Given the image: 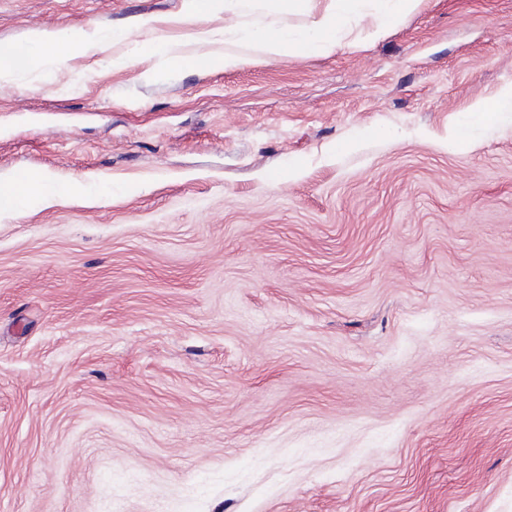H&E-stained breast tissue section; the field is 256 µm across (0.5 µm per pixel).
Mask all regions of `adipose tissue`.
<instances>
[{"instance_id": "obj_1", "label": "adipose tissue", "mask_w": 512, "mask_h": 512, "mask_svg": "<svg viewBox=\"0 0 512 512\" xmlns=\"http://www.w3.org/2000/svg\"><path fill=\"white\" fill-rule=\"evenodd\" d=\"M261 0H192L196 15L224 16V48L210 50L215 42V32L204 31L195 37L196 42L207 44L206 52L183 55L167 42L160 41L145 46L144 52L160 58L164 68L204 64L212 68L237 67L257 60L274 61L286 55L309 57L336 47H359L382 38L391 25L412 13L420 0H382L383 9L376 14H366L362 0H328L319 19L304 30L279 27L250 31L237 22L240 9L254 8ZM114 33H62L54 30H36L29 37L30 48H12L0 52V80L9 78L16 66L37 55L52 66H59L66 53L94 54L115 42ZM95 192L88 187H76L65 181H51L42 174L23 176L8 172L0 174V218H9L18 211L40 203L50 205L76 197L91 198Z\"/></svg>"}]
</instances>
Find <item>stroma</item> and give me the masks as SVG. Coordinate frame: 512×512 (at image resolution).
<instances>
[{"mask_svg":"<svg viewBox=\"0 0 512 512\" xmlns=\"http://www.w3.org/2000/svg\"><path fill=\"white\" fill-rule=\"evenodd\" d=\"M191 12L0 0L129 32L0 83V172L126 185L0 220V512H512V0L144 79ZM472 112L478 113L481 117L500 116L501 114H508L511 116L512 112V87H506L500 93L489 99L481 100Z\"/></svg>","mask_w":512,"mask_h":512,"instance_id":"stroma-1","label":"stroma"}]
</instances>
